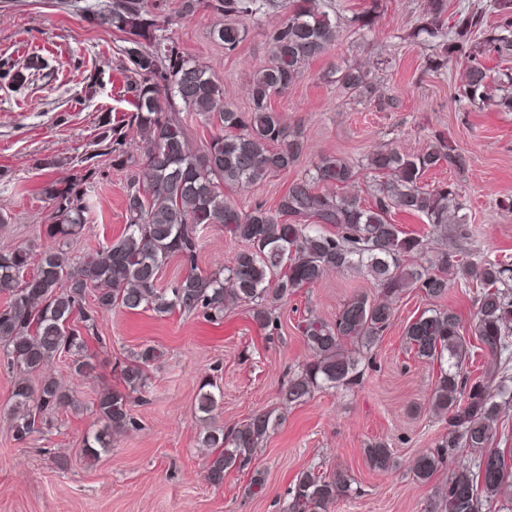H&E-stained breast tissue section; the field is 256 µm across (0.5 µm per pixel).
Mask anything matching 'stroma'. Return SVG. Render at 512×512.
Here are the masks:
<instances>
[{"label":"stroma","mask_w":512,"mask_h":512,"mask_svg":"<svg viewBox=\"0 0 512 512\" xmlns=\"http://www.w3.org/2000/svg\"><path fill=\"white\" fill-rule=\"evenodd\" d=\"M171 17L169 33L192 58L206 66L224 88V101L240 111L250 105L249 80L270 58L268 30L280 19L277 10L248 22L238 49L225 53L210 34L216 18L207 10L178 15V0H152ZM111 0H0V63L22 66L29 57L49 59L50 77L17 89L0 78V249L44 248L42 234L51 221L46 183L76 177L85 155L97 153L103 119L117 123L133 110L119 69L125 42L121 33L97 26L89 7L106 8ZM331 18L346 21L366 12L368 30L346 26L326 54L306 62L298 80L272 100L289 130L300 131V164L255 186L232 192L243 206H274L289 185L321 158L338 156L359 165L353 194L370 202L375 182L364 162L383 146L419 153L434 132L443 131L466 156L458 171L429 170L430 186L453 185L471 219L468 239L449 235L448 249L482 258L512 259V210L499 200L512 198V112L488 105L459 111L465 58L438 72L428 70L432 50L415 32L426 15L427 0H317ZM367 74L371 95L350 97L338 78L345 65ZM102 176L94 208L82 233L66 244L78 257L117 240L126 224V176L99 156ZM222 226L203 237L198 267L214 272L232 265L241 250ZM372 282L328 272L311 289L279 307L280 329L267 336L252 323L247 307L226 311L221 322L198 316L115 309L98 321L106 339L97 349L95 369L73 377L68 357L53 360L56 377L83 404L80 412L62 411L42 432L16 440L8 417L14 403L16 371L0 359V512H285L294 476L312 467L340 472L354 489L332 512H430L436 488L453 469L469 466V450L443 466L432 482L420 483L414 458L447 432L445 421L430 409L438 368L414 358L404 328L430 302L409 289L393 304L392 323L368 354L358 385L349 390L317 391L306 403H279L288 377L308 360L310 351L296 329L298 314L312 310L334 319L354 293L373 292ZM161 356L148 372L147 385L132 415L137 426L115 436L97 459L83 451L86 435L101 424L93 411L98 393L124 390L121 363L142 345ZM216 381L223 399L213 419L197 411L202 380ZM276 410L279 425L257 449L254 466L265 478L261 493H251L247 475L230 472L221 487L203 478L199 433L205 426L230 427L259 411ZM382 441L393 451L396 467L372 469L364 455L369 443ZM69 458L58 469L55 458Z\"/></svg>","instance_id":"1"}]
</instances>
